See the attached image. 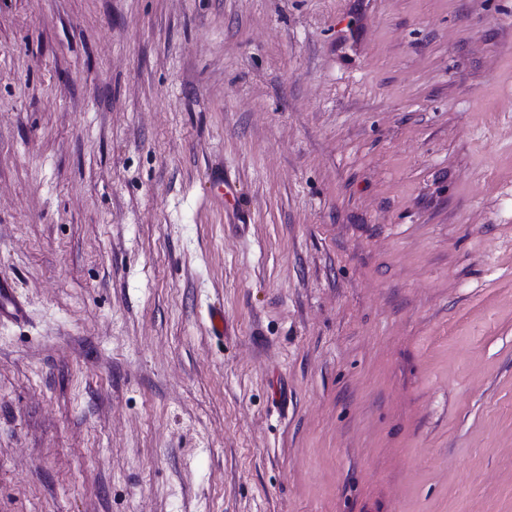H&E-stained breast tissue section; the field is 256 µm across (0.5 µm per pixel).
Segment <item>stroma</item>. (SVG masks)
I'll use <instances>...</instances> for the list:
<instances>
[{
	"instance_id": "35a3bbf8",
	"label": "stroma",
	"mask_w": 512,
	"mask_h": 512,
	"mask_svg": "<svg viewBox=\"0 0 512 512\" xmlns=\"http://www.w3.org/2000/svg\"><path fill=\"white\" fill-rule=\"evenodd\" d=\"M0 286V512H512V0H0Z\"/></svg>"
}]
</instances>
